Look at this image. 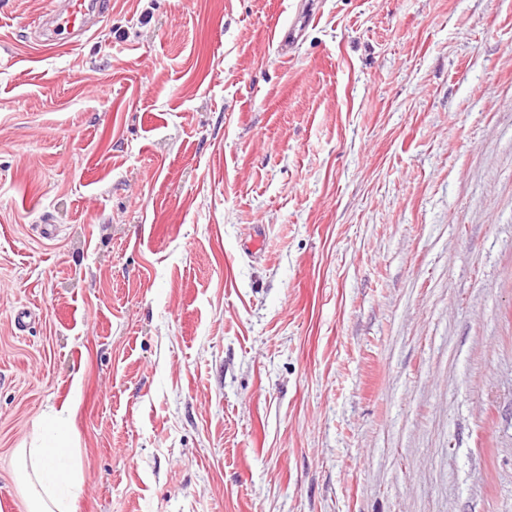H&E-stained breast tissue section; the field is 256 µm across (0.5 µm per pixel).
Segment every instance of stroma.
Returning a JSON list of instances; mask_svg holds the SVG:
<instances>
[{"label": "stroma", "mask_w": 512, "mask_h": 512, "mask_svg": "<svg viewBox=\"0 0 512 512\" xmlns=\"http://www.w3.org/2000/svg\"><path fill=\"white\" fill-rule=\"evenodd\" d=\"M51 2L0 0L8 512L64 406L76 512H512V0ZM111 10L112 0H58L44 15L36 40L51 45L78 43Z\"/></svg>", "instance_id": "1"}]
</instances>
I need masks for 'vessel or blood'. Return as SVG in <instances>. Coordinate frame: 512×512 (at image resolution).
Instances as JSON below:
<instances>
[{"instance_id": "obj_1", "label": "vessel or blood", "mask_w": 512, "mask_h": 512, "mask_svg": "<svg viewBox=\"0 0 512 512\" xmlns=\"http://www.w3.org/2000/svg\"><path fill=\"white\" fill-rule=\"evenodd\" d=\"M112 9V0H56L44 16L38 40L43 44H75Z\"/></svg>"}]
</instances>
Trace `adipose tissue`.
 I'll return each mask as SVG.
<instances>
[{
  "label": "adipose tissue",
  "instance_id": "obj_1",
  "mask_svg": "<svg viewBox=\"0 0 512 512\" xmlns=\"http://www.w3.org/2000/svg\"><path fill=\"white\" fill-rule=\"evenodd\" d=\"M73 414L69 407L43 414L29 447L18 451L15 472L26 491L28 512H75L82 477L69 453L75 440Z\"/></svg>",
  "mask_w": 512,
  "mask_h": 512
}]
</instances>
